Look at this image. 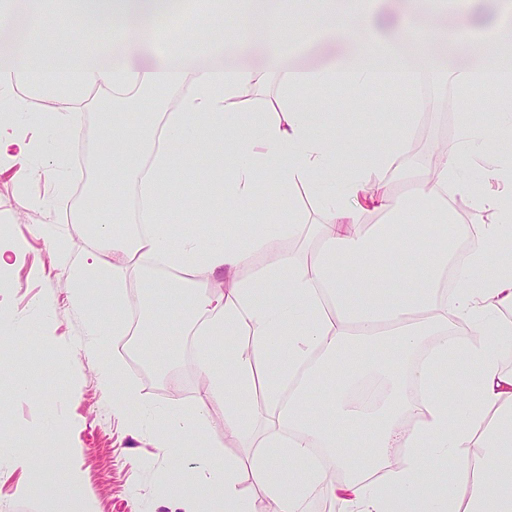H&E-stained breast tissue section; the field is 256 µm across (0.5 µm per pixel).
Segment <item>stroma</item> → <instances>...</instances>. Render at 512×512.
Returning a JSON list of instances; mask_svg holds the SVG:
<instances>
[{
	"label": "stroma",
	"mask_w": 512,
	"mask_h": 512,
	"mask_svg": "<svg viewBox=\"0 0 512 512\" xmlns=\"http://www.w3.org/2000/svg\"><path fill=\"white\" fill-rule=\"evenodd\" d=\"M497 16V0H472L465 14L454 0L432 11V25L446 35L428 51L426 75L434 106L421 113L411 150L391 167L375 173L373 187H384L393 196L403 197L406 172L427 168L437 144L459 141L452 79L488 65L489 51L475 46L473 33L492 28ZM355 48L352 40L314 34L275 50L253 41L221 52L197 54L187 60L186 67L193 71L224 65L266 72L270 83L254 99L259 108L267 109L276 103L280 74L329 68L352 55ZM318 97L320 104L312 109L311 118L321 122L326 114H333L330 135L336 141L352 135L363 146L376 136L388 141L395 132L399 107L385 95H378L374 106L336 87L319 91ZM105 104L97 92L87 93L78 136L58 143V180L45 177L41 160L28 163L26 176L11 171L0 174V228L26 244L15 264L0 271V306L17 317L27 331L24 339L0 341V360L21 356L40 366L25 395L15 391L11 377L0 376V427L27 442L34 464L49 459L59 470L78 464L83 492L95 501L98 512H173L176 497L162 490L171 459L154 448L153 428L131 431L113 413L112 388L102 380L100 367L112 361L122 363L146 406L194 404L206 397L189 350L195 337L173 308L169 311L170 335L157 339L161 347L182 351L171 369H145L142 359L132 355L134 342L126 336L111 338L99 350H89L85 345L88 321L94 316L111 321L112 308L105 304L92 313L73 307L67 271L45 234L50 228L66 238L75 255L102 247L87 226L73 223L69 208L73 200L82 198L87 182L86 177H73L72 170L85 167L92 145L106 134ZM50 411L58 419L61 437L41 434L44 417ZM18 482V472L8 460L1 459L0 512H47L39 491L18 495Z\"/></svg>",
	"instance_id": "stroma-1"
}]
</instances>
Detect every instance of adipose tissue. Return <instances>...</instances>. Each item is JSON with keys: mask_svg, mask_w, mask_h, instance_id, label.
I'll list each match as a JSON object with an SVG mask.
<instances>
[{"mask_svg": "<svg viewBox=\"0 0 512 512\" xmlns=\"http://www.w3.org/2000/svg\"><path fill=\"white\" fill-rule=\"evenodd\" d=\"M282 2L205 0L194 32L170 36L163 29L188 0H26L21 16L0 8V24L19 32L0 44V166L27 163L42 149L32 125L17 119L29 107L14 91L22 79L66 94L72 112L45 113L40 123L61 122L72 133L85 91L104 87L118 102L149 93L142 123L132 131L113 124L95 148V174L72 220L93 225L105 250L83 254L70 265L68 280L75 306L112 307L111 323L89 325L92 348L132 332L149 365L171 367L178 350L159 355L151 343L169 333L157 312L163 291L196 328V364L211 399L224 406L225 433L251 448L247 463L228 459L218 470L179 463L181 448L213 447L207 409L147 413L124 367H102L112 384L113 412L135 431L154 424L156 448L175 459L169 475L189 488L179 501L181 512H264L267 500L275 512H299L319 487L335 512H512V371L500 365L503 351L512 348V265L497 260L500 247L512 243V168L475 161L480 146L512 141V0H500V17L485 35L493 47L491 64L455 80L463 143L410 180L398 201L374 192L371 176L408 151L418 101L403 97L388 147L367 149L363 164L349 167L301 100L324 86L366 97L382 82L417 84L427 46L415 29L380 37L367 0H351L348 27L329 12L301 15L298 36L335 34L355 39L358 49L333 68L282 75L274 112H252L240 102L245 92L266 87L262 71H184L186 58L215 42L287 43ZM53 11L63 23L76 18L89 30L80 55L63 40L47 42L42 20ZM149 40L164 41L166 67L128 62V54ZM183 75L188 90L168 106L165 91ZM488 80L505 95L496 105L497 120L483 126L474 120L472 87ZM226 143L233 146L231 166L200 185L203 195L219 202V217L201 212L197 227L168 233L179 150ZM267 183L278 190L279 209L262 224L250 202ZM298 185L320 196L330 215L307 255L286 245L306 230L291 196ZM133 187L146 210L135 227L126 208ZM105 190L112 206L103 210L97 199ZM458 195L470 198L477 223L459 222L452 206ZM373 211L385 212V221L365 223ZM456 236L468 239L471 249L445 291ZM258 253L270 255V263L254 279L238 278L239 268ZM200 268L222 276L223 284L195 283L190 274ZM133 276L140 277L144 298L131 328L124 297ZM450 361L468 371L467 386L453 377L437 382L438 366ZM323 384L333 388L328 403L308 407L309 390ZM260 418L265 428L259 432ZM331 467L341 472L340 481L329 480ZM244 472L260 497L240 490ZM82 482L78 466L68 467L50 492V512H95Z\"/></svg>", "mask_w": 512, "mask_h": 512, "instance_id": "1", "label": "adipose tissue"}]
</instances>
